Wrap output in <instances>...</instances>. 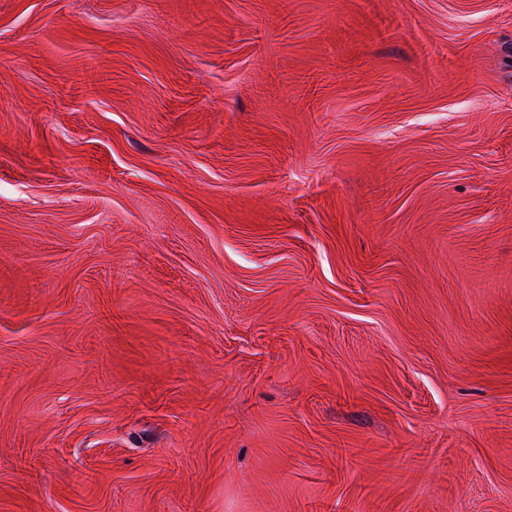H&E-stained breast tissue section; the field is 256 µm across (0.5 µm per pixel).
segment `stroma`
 <instances>
[{"mask_svg":"<svg viewBox=\"0 0 512 512\" xmlns=\"http://www.w3.org/2000/svg\"><path fill=\"white\" fill-rule=\"evenodd\" d=\"M0 512H512V0H0Z\"/></svg>","mask_w":512,"mask_h":512,"instance_id":"1","label":"stroma"}]
</instances>
